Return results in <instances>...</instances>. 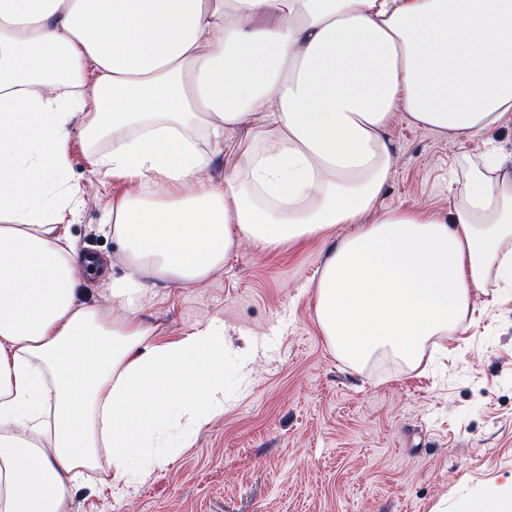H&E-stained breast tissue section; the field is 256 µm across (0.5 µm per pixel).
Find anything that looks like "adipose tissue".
I'll return each mask as SVG.
<instances>
[{
	"label": "adipose tissue",
	"mask_w": 512,
	"mask_h": 512,
	"mask_svg": "<svg viewBox=\"0 0 512 512\" xmlns=\"http://www.w3.org/2000/svg\"><path fill=\"white\" fill-rule=\"evenodd\" d=\"M85 116L74 130L77 116ZM460 139L512 116V0H0V512H68L85 469L141 479L224 406V327L158 335L157 283L242 243L352 225L316 313L337 357L415 366L473 290L512 288V157L489 146L447 210L376 215L396 117ZM105 141L121 270L85 301L73 132ZM235 140L241 162L215 179Z\"/></svg>",
	"instance_id": "obj_1"
}]
</instances>
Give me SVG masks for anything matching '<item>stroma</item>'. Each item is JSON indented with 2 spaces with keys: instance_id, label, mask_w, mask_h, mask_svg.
Instances as JSON below:
<instances>
[{
  "instance_id": "obj_1",
  "label": "stroma",
  "mask_w": 512,
  "mask_h": 512,
  "mask_svg": "<svg viewBox=\"0 0 512 512\" xmlns=\"http://www.w3.org/2000/svg\"><path fill=\"white\" fill-rule=\"evenodd\" d=\"M393 175L376 210L447 209L448 175L487 142L512 153V122L456 141L394 125ZM102 142L74 137L83 188L71 234L82 253L117 250L104 226L112 197L91 164ZM341 224L297 246L229 253L204 283L157 286L145 315L159 335L224 326L228 357L249 352L224 409L191 447L145 479L90 470L70 512H465L512 484V288L473 291L474 319L427 370L382 354L362 370L339 359L316 315L315 282Z\"/></svg>"
}]
</instances>
